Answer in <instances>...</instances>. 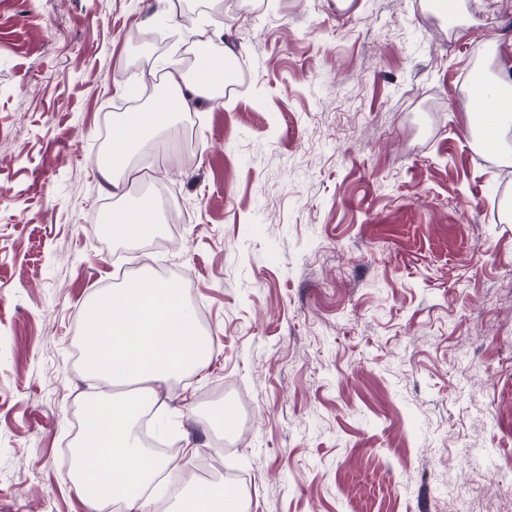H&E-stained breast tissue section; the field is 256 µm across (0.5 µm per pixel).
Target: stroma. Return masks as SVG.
<instances>
[{
    "instance_id": "obj_1",
    "label": "stroma",
    "mask_w": 512,
    "mask_h": 512,
    "mask_svg": "<svg viewBox=\"0 0 512 512\" xmlns=\"http://www.w3.org/2000/svg\"><path fill=\"white\" fill-rule=\"evenodd\" d=\"M206 4L0 0V512H89L83 308L173 266L213 357L158 389L154 501L212 452L250 512H512V154L468 131L474 59L512 72V0ZM200 27L239 89L134 158L186 222L114 240L101 215L156 190L112 196L94 159L140 108L132 38L164 59Z\"/></svg>"
}]
</instances>
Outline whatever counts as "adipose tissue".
I'll return each mask as SVG.
<instances>
[{
	"instance_id": "adipose-tissue-1",
	"label": "adipose tissue",
	"mask_w": 512,
	"mask_h": 512,
	"mask_svg": "<svg viewBox=\"0 0 512 512\" xmlns=\"http://www.w3.org/2000/svg\"><path fill=\"white\" fill-rule=\"evenodd\" d=\"M223 82L220 57L209 70L191 76L177 68L167 71L159 101L114 125L111 159L99 166L106 188L120 192L133 171V154L147 139L165 129L175 114L216 99ZM159 221L157 200L144 196L134 206L113 210L109 229L114 239L134 242ZM83 325L89 338L85 371L113 391L88 405L73 489L91 512H111L116 502L126 512H141L145 489L169 462L145 451L137 421L156 404L158 386L206 366L210 345L178 285L149 276L97 296L84 309ZM246 509L243 495L211 483L197 484L177 506V512Z\"/></svg>"
}]
</instances>
